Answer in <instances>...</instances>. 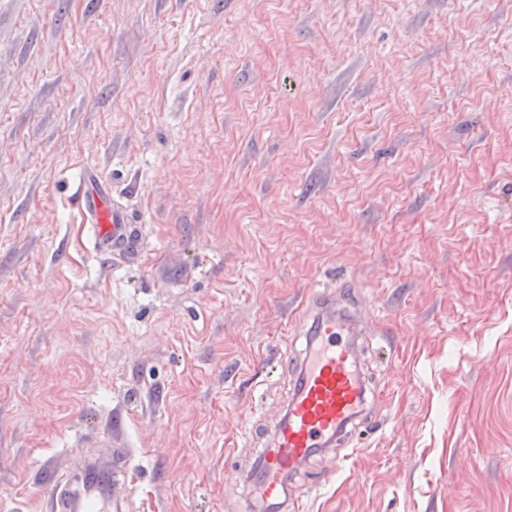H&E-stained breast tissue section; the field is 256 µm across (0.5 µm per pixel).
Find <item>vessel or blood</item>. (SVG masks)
Instances as JSON below:
<instances>
[{"instance_id": "b4317fda", "label": "vessel or blood", "mask_w": 512, "mask_h": 512, "mask_svg": "<svg viewBox=\"0 0 512 512\" xmlns=\"http://www.w3.org/2000/svg\"><path fill=\"white\" fill-rule=\"evenodd\" d=\"M80 223L89 225L94 246L113 262L137 260L139 245L128 210L115 203L111 188L92 171L82 175L74 197ZM306 339L305 350L290 360L292 390L263 448L245 472L248 488L243 512L262 504L265 512H300L292 480L316 452L340 443L348 428L364 417L367 377L360 368L358 336L376 324L346 287L317 290L292 323ZM106 457L82 464L78 492L67 490V474L55 475L49 495L57 512H129L126 484L129 449L104 439Z\"/></svg>"}]
</instances>
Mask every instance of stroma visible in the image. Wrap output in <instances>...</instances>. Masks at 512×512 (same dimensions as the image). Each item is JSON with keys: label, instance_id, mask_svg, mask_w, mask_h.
I'll list each match as a JSON object with an SVG mask.
<instances>
[{"label": "stroma", "instance_id": "obj_1", "mask_svg": "<svg viewBox=\"0 0 512 512\" xmlns=\"http://www.w3.org/2000/svg\"><path fill=\"white\" fill-rule=\"evenodd\" d=\"M86 165L140 262L79 223ZM341 284L371 420L306 512H512V0H0V512L112 429L135 512H238Z\"/></svg>", "mask_w": 512, "mask_h": 512}]
</instances>
